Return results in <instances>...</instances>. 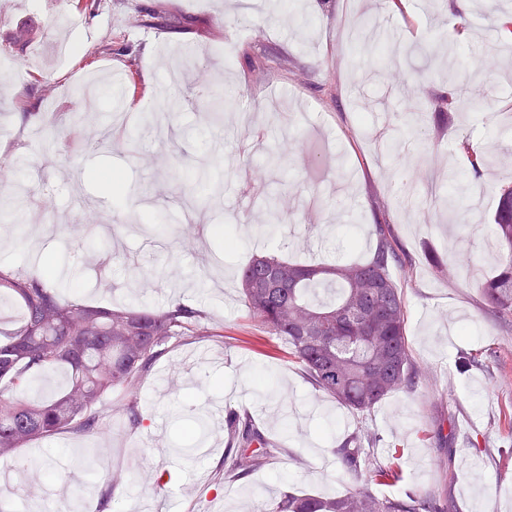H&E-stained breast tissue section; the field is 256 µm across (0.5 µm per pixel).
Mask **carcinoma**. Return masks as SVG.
Returning <instances> with one entry per match:
<instances>
[{"label":"carcinoma","instance_id":"carcinoma-1","mask_svg":"<svg viewBox=\"0 0 512 512\" xmlns=\"http://www.w3.org/2000/svg\"><path fill=\"white\" fill-rule=\"evenodd\" d=\"M367 54L382 47L410 60L426 56L429 47L404 44L378 21L364 20L353 32ZM199 100L219 125L235 96H215L209 89ZM473 177L482 176L480 155L466 141ZM9 188L24 186L26 168L16 161L0 171ZM284 220L281 201L267 206V222L256 232ZM100 223L68 224L63 232L81 242ZM376 247L365 260L343 264H302L269 255H254L238 271L244 306L260 325L283 338L312 388L358 415L371 412L387 396L417 389L420 372L406 335L402 289L390 269H406L411 260L400 249L391 225L374 224ZM493 231L509 253L494 275L477 282L486 306L503 321H512V188L502 191L493 218ZM53 262L34 271L0 270V301L9 300L22 312L17 321L0 319V468L13 467L16 452L29 442L64 430L96 433L104 401L124 394L121 411L129 424L142 418L139 386L172 338L191 332L211 335L206 314L180 302L149 308L90 305L64 300L48 286ZM62 372L61 389L34 384ZM228 440L224 478L241 480L262 468L267 453H248L253 442L269 443L250 417L234 414L227 420ZM374 439L365 429L354 432L339 448L336 459L352 476L362 475L365 446ZM440 497L434 492L378 497L363 489L343 496L286 492L267 512H435Z\"/></svg>","mask_w":512,"mask_h":512}]
</instances>
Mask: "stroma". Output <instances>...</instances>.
<instances>
[{"label":"stroma","mask_w":512,"mask_h":512,"mask_svg":"<svg viewBox=\"0 0 512 512\" xmlns=\"http://www.w3.org/2000/svg\"><path fill=\"white\" fill-rule=\"evenodd\" d=\"M493 10L473 0H262L243 8L238 0H19L0 12V56L17 59L21 74L0 86V164L26 157L31 192L21 217L0 218V269L50 258L63 273L80 268L74 297L105 306L137 301L184 302L205 311L210 336H179L169 344L141 389L143 420L129 427L112 407L103 410L102 432L69 431L30 443L17 458L52 470L66 467L58 494H46L55 512H68L72 486L86 478L82 453L99 475L122 473L115 488L98 484L80 512H264L288 491L341 495L358 487L377 496L437 488L448 512H512V326L487 309L477 280L493 275L507 252L491 230L501 189L512 186V0ZM153 13L146 27L141 13ZM381 15L403 40L452 49L459 67L440 56L410 65L425 74L426 99L445 94L475 97L445 124L407 136V157L389 152L394 131L407 121L400 84L407 71L390 67L384 78L351 67L359 50L349 23ZM111 53H101L102 45ZM189 52L190 72L216 92L238 90L237 103L201 153L183 130L208 118L195 87L169 80V66ZM124 79L126 125H140L159 99L176 92L184 102L175 119L155 124L138 147L121 128L112 147L96 150L78 138L51 158L40 149L43 117L69 125L79 107L69 97L90 71ZM282 127L271 145L284 154L268 165L266 153L244 156L245 135ZM470 136L487 163L482 180L467 172L454 144ZM209 163L215 187L193 184L184 161ZM96 171L119 174L126 189L116 198ZM408 178L417 195L399 203L397 182ZM451 191L468 211L466 227L448 224L435 207ZM277 194L296 214L269 236L246 232L264 220L267 196ZM89 201L111 224L83 244L51 232L30 236L26 251L12 244L18 224H36L42 200L56 219L78 223V199ZM194 216L195 246L171 252L168 228L144 236L126 233L133 215ZM391 225L411 258L409 271L393 269L407 311L414 362L424 378L413 392H396L369 414L357 416L307 382L285 341L251 319L240 300L237 271L255 253L315 263H349L375 246V216ZM237 243L224 245L225 234ZM150 270L138 294L124 285L125 268L103 263L107 248ZM467 250L470 264L441 269L437 259ZM494 349L496 358L483 352ZM249 415L275 454L247 479L224 478L226 420ZM205 415L213 437L208 452L188 435ZM376 437L361 480L338 463L333 450L358 428ZM193 449L191 459L178 456ZM108 504H101L102 493Z\"/></svg>","instance_id":"1"}]
</instances>
